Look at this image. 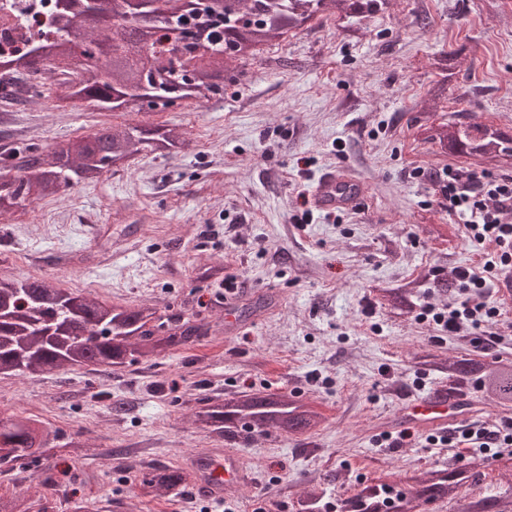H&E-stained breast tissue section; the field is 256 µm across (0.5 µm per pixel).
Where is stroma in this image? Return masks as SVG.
I'll list each match as a JSON object with an SVG mask.
<instances>
[{"instance_id": "1", "label": "stroma", "mask_w": 512, "mask_h": 512, "mask_svg": "<svg viewBox=\"0 0 512 512\" xmlns=\"http://www.w3.org/2000/svg\"><path fill=\"white\" fill-rule=\"evenodd\" d=\"M428 16V27L416 19ZM455 53L447 98L432 107L435 56ZM512 130V0H391L355 32L334 18L266 46L223 94L185 99L157 113H111L58 102L51 87L13 104L0 100V152L76 139L97 124L162 123L186 145L141 153L93 184L0 216V279L46 277L63 291L109 304H150L209 322V336L158 357L46 376L0 374V410L38 416L79 446L52 463L69 499L111 493L118 512H295L303 492L335 475L341 494L460 461L478 472L466 494L512 486V453L486 457L430 448L413 432L394 448L401 407L447 371L421 365L480 357L512 360V306L493 327L496 347L476 352L465 334L400 315L382 299L389 285L419 281L417 307L447 308L460 296L457 270L481 255L448 211L432 176L477 169L422 141L419 127L453 121ZM348 165L367 190L347 212L313 209L322 171ZM453 228L436 237L430 226ZM212 266L219 277L205 278ZM451 281L448 292L434 279ZM261 310L224 326V293ZM303 399L324 415L314 431L225 443L193 425L203 398L234 392ZM229 447L251 481L219 498L195 492L192 458ZM183 469L185 487L142 496L136 472ZM37 463L0 466V495L40 490Z\"/></svg>"}]
</instances>
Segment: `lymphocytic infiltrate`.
I'll return each instance as SVG.
<instances>
[{
    "instance_id": "1",
    "label": "lymphocytic infiltrate",
    "mask_w": 512,
    "mask_h": 512,
    "mask_svg": "<svg viewBox=\"0 0 512 512\" xmlns=\"http://www.w3.org/2000/svg\"><path fill=\"white\" fill-rule=\"evenodd\" d=\"M435 181L441 196L448 202L449 212L466 225L474 245L482 248L484 262L481 271H458L463 300L450 303L447 310L439 312L424 307L420 317L432 319L441 330L451 334L466 327L476 329L471 344L485 350L496 345L498 339L482 335L480 328L498 318L500 310L489 305L484 290L496 269L512 261V221L506 218L512 211V178H494L474 171L463 173L447 167L436 175ZM458 437L475 444L482 453L499 452L512 447V421L495 430L471 426L457 436L433 435L428 443L436 448H447Z\"/></svg>"
}]
</instances>
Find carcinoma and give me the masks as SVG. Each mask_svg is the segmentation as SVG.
<instances>
[{
	"mask_svg": "<svg viewBox=\"0 0 512 512\" xmlns=\"http://www.w3.org/2000/svg\"><path fill=\"white\" fill-rule=\"evenodd\" d=\"M157 2L161 10L171 12V22L151 27L155 39L137 46L122 39L125 30L146 26L148 9L134 0H56L60 10L51 36L33 42L18 56H0V94L34 96L36 80L46 77L54 82L56 98L73 95L108 111H140L135 104L140 88L143 95L160 100L176 89L182 100L195 94L206 98L224 93V84L239 81L246 63L272 40L288 38L317 16H333L351 30L360 19L383 14L390 5V0H229L220 12L208 0ZM241 10L255 22L239 23L237 12ZM101 14L104 25L88 23ZM188 28L203 49L198 62L202 79L192 86L175 76V68H159L161 58L177 49ZM107 42L112 43V56L88 53L82 79H74V52ZM435 66L444 75L430 91L434 103L444 96L454 75L446 55L437 57ZM144 71L157 75L156 83L145 88L136 83ZM421 136L450 155L478 159L492 168L512 167V134L492 125L425 124ZM184 143V132L178 126L160 129L128 123L102 127L85 138L41 151H11L0 160V215L33 197L41 200L64 188L98 181L106 159L116 165L144 151L170 154ZM415 294V283L383 289V298L391 307L408 313L413 308L410 297ZM210 330L209 323L181 312L164 316L149 305L124 308L84 294H68L47 278L0 280V373L41 375L66 366L123 364L134 352L146 359L195 344ZM448 379L455 391H465L475 382L486 403L502 410L512 408V362L490 367L476 358L455 360L448 364ZM194 417L201 428L226 441L264 439L274 433L299 435L323 419L308 403L258 393L208 401ZM58 440L59 433L34 416L0 412V445L10 448L0 454V465L39 461L43 449ZM474 477L475 472L450 464L397 483L367 485L344 498L335 495L332 480L327 478L298 500L296 512H427L429 504L454 495ZM187 481L185 472L170 466H151L137 476L144 496L183 487ZM506 500L500 494L478 499L455 495L454 512H506ZM53 509L52 494H42L35 501L24 492L0 495V512Z\"/></svg>",
	"mask_w": 512,
	"mask_h": 512,
	"instance_id": "obj_1",
	"label": "carcinoma"
}]
</instances>
